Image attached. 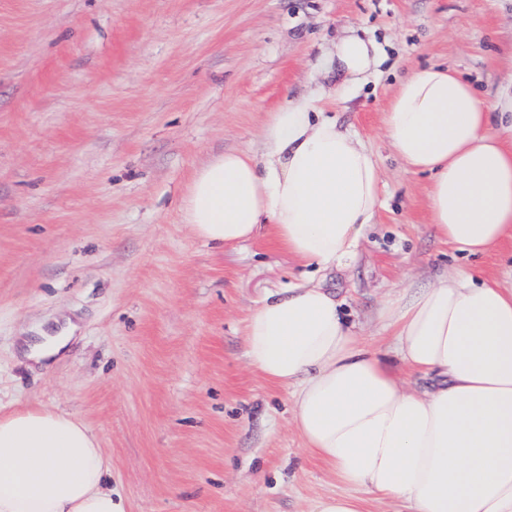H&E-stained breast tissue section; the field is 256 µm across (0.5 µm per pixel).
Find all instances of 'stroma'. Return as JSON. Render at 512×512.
<instances>
[{"label":"stroma","instance_id":"1","mask_svg":"<svg viewBox=\"0 0 512 512\" xmlns=\"http://www.w3.org/2000/svg\"><path fill=\"white\" fill-rule=\"evenodd\" d=\"M381 63L329 112L380 170L355 257L315 271L267 229L219 249L179 208L194 173L260 153L270 112L332 94L346 30ZM449 66L485 105L512 81V0H0V413L82 422L130 512H311L342 492L305 454L291 400L247 358L272 289L333 291L411 388L378 311L471 267L512 287V246L465 257L429 222V176L392 149L383 114L412 69ZM68 329L36 362L23 339Z\"/></svg>","mask_w":512,"mask_h":512}]
</instances>
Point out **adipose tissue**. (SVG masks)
Masks as SVG:
<instances>
[{
  "mask_svg": "<svg viewBox=\"0 0 512 512\" xmlns=\"http://www.w3.org/2000/svg\"><path fill=\"white\" fill-rule=\"evenodd\" d=\"M345 88L379 62L376 41L335 45ZM395 153L431 175L429 221L464 256L512 244V86L486 106L449 67L413 69L383 116ZM373 153L305 97L270 113L263 149L213 157L180 208L222 248L268 225L305 264L352 259L380 203ZM378 316L402 362L430 377L405 388L320 284L269 292L245 325L250 364L291 396L305 449L345 485L312 512H512V289L455 267L386 300ZM111 460L74 417L0 414V512H127Z\"/></svg>",
  "mask_w": 512,
  "mask_h": 512,
  "instance_id": "obj_1",
  "label": "adipose tissue"
}]
</instances>
